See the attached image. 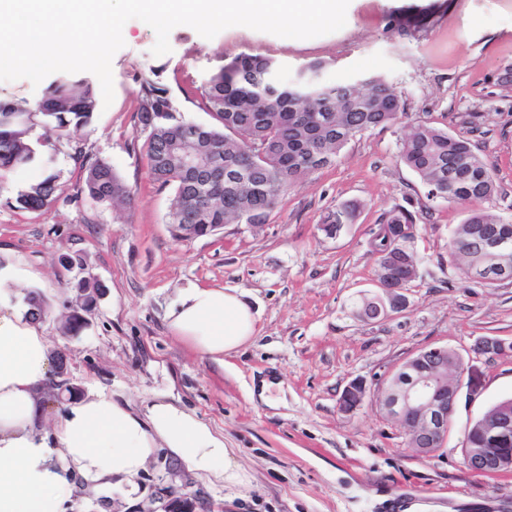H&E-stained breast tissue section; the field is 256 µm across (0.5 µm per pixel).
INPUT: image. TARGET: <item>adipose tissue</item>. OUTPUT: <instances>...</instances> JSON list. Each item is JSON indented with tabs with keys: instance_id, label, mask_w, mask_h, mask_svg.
<instances>
[{
	"instance_id": "1",
	"label": "adipose tissue",
	"mask_w": 512,
	"mask_h": 512,
	"mask_svg": "<svg viewBox=\"0 0 512 512\" xmlns=\"http://www.w3.org/2000/svg\"><path fill=\"white\" fill-rule=\"evenodd\" d=\"M26 277L19 267H0V512H72L82 489L116 481L135 486L160 449L196 476L232 488L250 485L223 436L164 400L135 412L103 394L78 397L53 431H45L50 342L12 301V284ZM257 323L243 292L197 285L181 290L168 317L172 336L218 362L251 342Z\"/></svg>"
}]
</instances>
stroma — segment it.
<instances>
[{"instance_id":"obj_1","label":"stroma","mask_w":512,"mask_h":512,"mask_svg":"<svg viewBox=\"0 0 512 512\" xmlns=\"http://www.w3.org/2000/svg\"><path fill=\"white\" fill-rule=\"evenodd\" d=\"M123 38L112 59V104L96 109L80 134L42 140V163L7 176L0 266L31 272L14 286L15 301L31 291L43 297L39 324L73 385L134 409L158 398L186 409L237 450L253 481L226 488L161 450L135 493L114 485L86 495L79 512H152L163 495L193 498L195 512H512V473H472L461 449L472 421L512 396V356L474 351L484 336L512 342V283L484 287L451 261L449 231L467 208L427 201L419 179L397 160L410 125L463 135L496 183L480 209L512 218V0H350L345 26L311 39L243 26L206 39L181 25L169 34L170 53L159 57L151 52L155 32L141 20H129ZM242 53L274 58L291 72L326 62L331 85L383 75L404 113L291 186L267 223L178 239L166 219L173 191L147 167L141 83L160 69L179 119L207 124L198 90L218 59ZM86 158L112 164L133 194L131 206L104 207L82 194ZM50 173L55 202L16 207V192ZM349 200L361 204L353 223L325 235V216ZM396 207L416 219L419 275L405 311L362 320L353 304L377 289L370 229ZM65 256L76 258L73 268L62 265ZM81 278L101 288L82 329L67 334L61 317ZM191 285L238 289L257 313V336L224 362L194 353L168 328L180 290ZM433 345L463 356L461 388L479 396L460 399L443 454L424 458L384 415L376 380ZM358 376L373 380L371 393L356 411L342 412L340 395ZM263 379L271 383L265 402L251 393Z\"/></svg>"}]
</instances>
